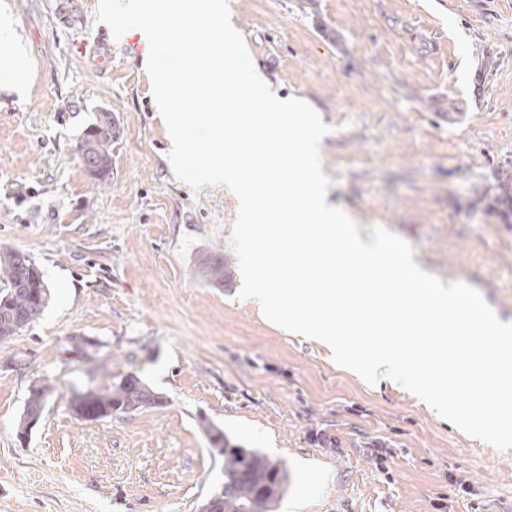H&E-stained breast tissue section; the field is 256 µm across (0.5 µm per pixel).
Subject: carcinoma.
<instances>
[{
  "label": "carcinoma",
  "mask_w": 512,
  "mask_h": 512,
  "mask_svg": "<svg viewBox=\"0 0 512 512\" xmlns=\"http://www.w3.org/2000/svg\"><path fill=\"white\" fill-rule=\"evenodd\" d=\"M90 146L91 158L104 180L112 170V116L99 112L95 122L83 132L80 141ZM199 278L212 286H224L229 271L224 254L219 251L199 256L195 264ZM0 272L6 277L0 288V343L11 340L34 322L49 300V289L37 266L23 253L0 251ZM53 394L45 382L32 385L20 415L17 433L27 428L29 420L42 415ZM163 403L135 373L126 374L118 383L99 390L76 393L70 400L74 413L84 419H103L128 413L140 406ZM211 447L224 458V482L214 493L222 497V512H275L278 501L288 490V469L274 462L258 448H244L231 442L224 430L214 424L204 427Z\"/></svg>",
  "instance_id": "cac0c4a2"
}]
</instances>
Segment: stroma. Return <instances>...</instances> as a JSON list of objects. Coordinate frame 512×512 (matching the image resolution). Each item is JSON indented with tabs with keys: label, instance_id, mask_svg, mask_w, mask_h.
Returning a JSON list of instances; mask_svg holds the SVG:
<instances>
[{
	"label": "stroma",
	"instance_id": "1",
	"mask_svg": "<svg viewBox=\"0 0 512 512\" xmlns=\"http://www.w3.org/2000/svg\"><path fill=\"white\" fill-rule=\"evenodd\" d=\"M99 0H0L23 44L21 94L0 91V248L51 292L0 344V512H198L224 479L207 423L288 467L277 512H512V449L439 420L412 393L366 383L319 342L240 297L238 196L177 179L139 54ZM268 86L313 107L327 202L362 236L383 226L442 281L512 319V0H229ZM112 64L97 67L99 41ZM115 114L106 180L79 142ZM220 251L232 279L195 273ZM97 343L109 378L73 347ZM97 358V359H98ZM136 373L163 404L87 420L73 393ZM54 389L26 441L31 384ZM466 481L457 492L449 477Z\"/></svg>",
	"mask_w": 512,
	"mask_h": 512
}]
</instances>
